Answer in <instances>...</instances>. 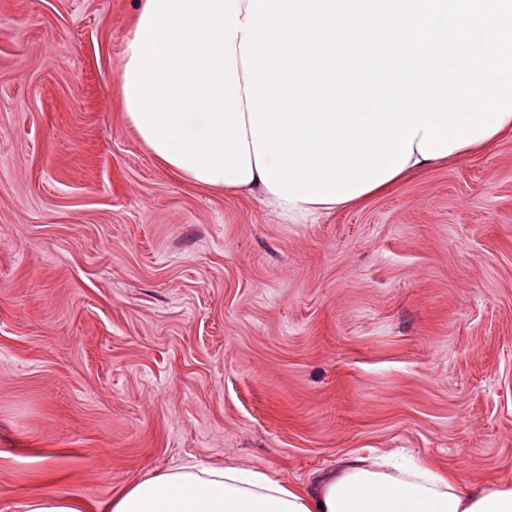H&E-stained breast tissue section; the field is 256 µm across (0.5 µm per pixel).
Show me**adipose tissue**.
<instances>
[{
    "label": "adipose tissue",
    "instance_id": "ef3b65f1",
    "mask_svg": "<svg viewBox=\"0 0 512 512\" xmlns=\"http://www.w3.org/2000/svg\"><path fill=\"white\" fill-rule=\"evenodd\" d=\"M256 195L284 221L304 224L335 211L332 203L290 202L260 177L232 187ZM21 512H512V485L468 486L459 471L427 458L401 462L356 456L314 484L298 486L267 471L189 464L153 473L100 503L74 495H31Z\"/></svg>",
    "mask_w": 512,
    "mask_h": 512
}]
</instances>
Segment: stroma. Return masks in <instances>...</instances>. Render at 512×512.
<instances>
[{"mask_svg":"<svg viewBox=\"0 0 512 512\" xmlns=\"http://www.w3.org/2000/svg\"><path fill=\"white\" fill-rule=\"evenodd\" d=\"M136 8L0 0V512L194 461L512 483V133L287 224L139 140Z\"/></svg>","mask_w":512,"mask_h":512,"instance_id":"35a3bbf8","label":"stroma"}]
</instances>
